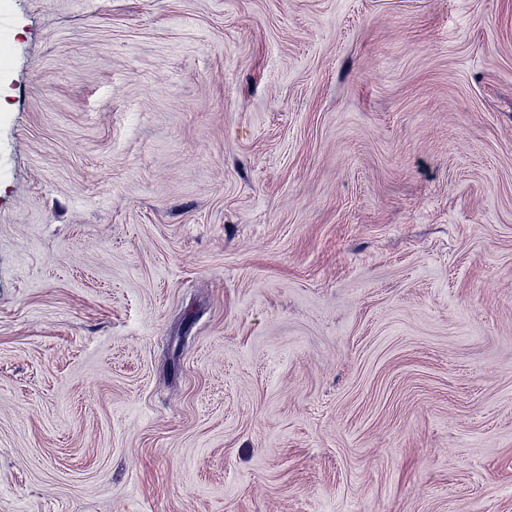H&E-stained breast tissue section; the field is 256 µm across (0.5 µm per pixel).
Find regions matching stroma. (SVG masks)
<instances>
[{"label":"stroma","instance_id":"obj_1","mask_svg":"<svg viewBox=\"0 0 512 512\" xmlns=\"http://www.w3.org/2000/svg\"><path fill=\"white\" fill-rule=\"evenodd\" d=\"M0 28V512H512V0Z\"/></svg>","mask_w":512,"mask_h":512}]
</instances>
